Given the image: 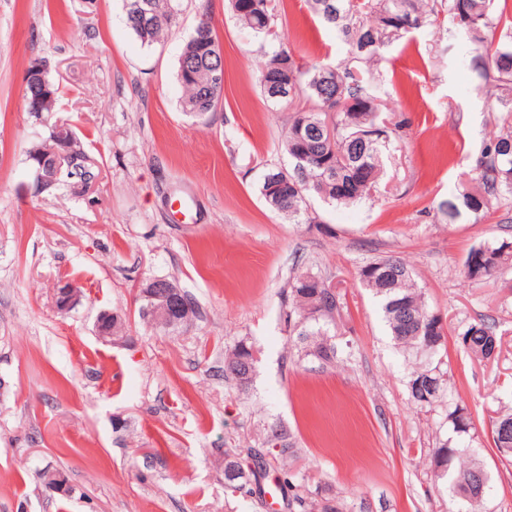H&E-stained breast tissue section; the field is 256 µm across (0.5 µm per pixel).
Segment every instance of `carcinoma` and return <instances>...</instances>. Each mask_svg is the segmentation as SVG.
<instances>
[{"label":"carcinoma","mask_w":512,"mask_h":512,"mask_svg":"<svg viewBox=\"0 0 512 512\" xmlns=\"http://www.w3.org/2000/svg\"><path fill=\"white\" fill-rule=\"evenodd\" d=\"M145 18L132 16V0H124L127 26L152 46L161 42L178 13L174 0H149ZM311 11L327 28L349 44V56L340 64H300L283 48L270 46L259 78L265 98L293 111L284 137L289 163L272 168L263 177L261 194L268 204L292 218L308 211L309 200L318 197L335 205H350L369 197L383 174V149L389 127L382 123L384 110L378 95V79L371 68L380 53L412 30L448 19L455 32L468 36L473 54L468 67L477 73L489 91L490 111L497 114L498 134L483 142L471 162L472 176L461 181L456 193L440 206L454 224L467 213L476 218L499 211L512 196V25L492 8L493 0H307ZM237 21L266 38L273 36V0H231ZM209 40L197 39L194 28L178 59L177 76L184 91V111L198 118L215 111L224 86L211 81L214 67H224L212 24ZM288 78L286 97L271 90ZM512 265V243H480L472 246L464 272L474 283L496 282ZM390 271L387 284L374 273ZM361 283L380 298L384 319L395 342L406 353L436 354L445 343L440 315L424 301L406 263L396 256L375 258L361 266ZM329 278L309 269L289 277L281 292L279 318L298 350L306 357L331 367L338 361L336 319L344 302L328 296ZM465 350L490 359L500 339L481 319L460 333ZM259 349L245 339L224 351V378L238 390H250ZM412 400L423 407L442 403L447 378L440 365H420L409 380ZM446 421L455 434L469 431L470 419L460 404L448 406ZM493 441L504 457L512 456V415L493 420ZM269 454L292 456L294 443L286 431L269 424L262 438ZM433 479L444 481L461 503L460 512H476L488 487L484 469L475 461L461 460L460 449L448 438L432 454ZM283 484L294 490L293 504L301 512H339L328 500H318L305 478L291 470L283 472Z\"/></svg>","instance_id":"1"}]
</instances>
